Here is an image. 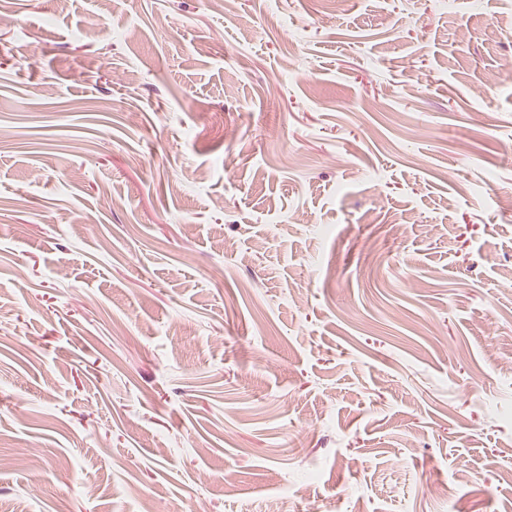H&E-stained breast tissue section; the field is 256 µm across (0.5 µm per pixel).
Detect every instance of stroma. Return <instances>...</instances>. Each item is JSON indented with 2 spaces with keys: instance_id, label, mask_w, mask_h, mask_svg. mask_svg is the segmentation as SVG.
Instances as JSON below:
<instances>
[{
  "instance_id": "stroma-1",
  "label": "stroma",
  "mask_w": 512,
  "mask_h": 512,
  "mask_svg": "<svg viewBox=\"0 0 512 512\" xmlns=\"http://www.w3.org/2000/svg\"><path fill=\"white\" fill-rule=\"evenodd\" d=\"M1 13L0 512H512V0Z\"/></svg>"
}]
</instances>
